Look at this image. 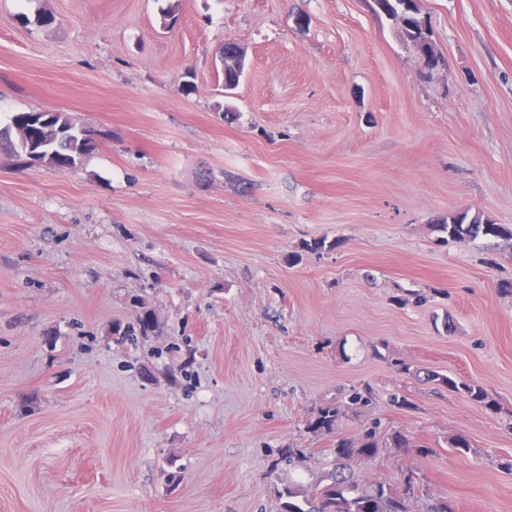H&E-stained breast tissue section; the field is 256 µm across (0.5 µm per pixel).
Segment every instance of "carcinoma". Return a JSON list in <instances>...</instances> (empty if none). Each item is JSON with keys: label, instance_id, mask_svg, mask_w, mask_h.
<instances>
[{"label": "carcinoma", "instance_id": "carcinoma-1", "mask_svg": "<svg viewBox=\"0 0 512 512\" xmlns=\"http://www.w3.org/2000/svg\"><path fill=\"white\" fill-rule=\"evenodd\" d=\"M377 13L396 26L401 38L416 52L424 74L434 68L441 55L435 49L429 27L423 23L419 7L411 0H379ZM239 45L224 43V89H235L242 77L237 68ZM97 146L95 130L77 125L64 112H14L8 123L0 126V151L12 157L28 160L29 165L50 164L65 170L75 167ZM453 241H470L479 237L512 240V227L469 216L466 211L448 215L438 225ZM426 381L462 391L474 401L486 400L484 391L472 384L457 381L437 372L426 374ZM340 412L325 407L309 423V429L325 434L336 433ZM381 443L368 433L360 440L341 438L330 452L335 458L333 469L324 479L310 487L292 484L285 488L279 512H413L411 501L416 498L413 474H407L403 484L395 488L383 483L365 486L353 471L357 459L369 461L380 452Z\"/></svg>", "mask_w": 512, "mask_h": 512}]
</instances>
